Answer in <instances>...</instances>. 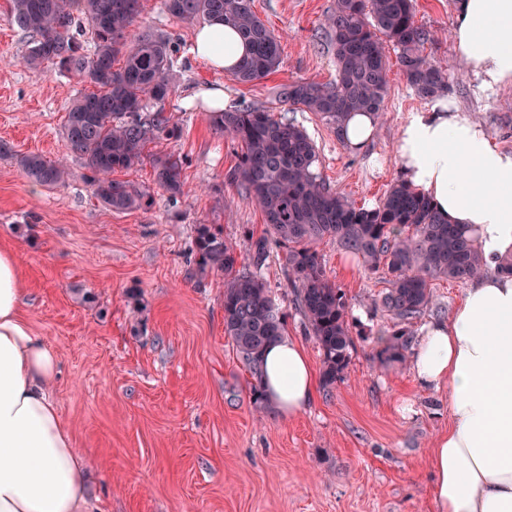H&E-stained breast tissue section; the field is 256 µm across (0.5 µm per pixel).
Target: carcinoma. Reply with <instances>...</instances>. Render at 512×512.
<instances>
[{
  "label": "carcinoma",
  "instance_id": "obj_1",
  "mask_svg": "<svg viewBox=\"0 0 512 512\" xmlns=\"http://www.w3.org/2000/svg\"><path fill=\"white\" fill-rule=\"evenodd\" d=\"M11 18L31 37L28 64L45 62L89 79L93 91L76 97L66 113V149L83 159L95 195L110 209L150 206L149 196L114 174L143 162L147 146L179 135L178 126L157 112L143 116L145 101H163L173 88L180 47L161 31L132 32L141 0H11ZM180 20L220 19L249 46L232 77L252 84L281 65V44L253 9V0H164ZM89 28L70 32L73 15ZM336 62L330 83L293 80L280 85L278 103L320 118L344 141L353 113L381 114L391 71L386 47L398 51L399 70L416 95L434 101L451 90L448 69L424 55L430 34L415 20V0H336L328 18ZM120 67H115L117 58ZM210 124L240 145L231 174L267 225L251 242L252 260L238 266L235 250L206 224L197 226L198 264L224 274V334L252 378L256 400L268 345L285 333V313L263 277L272 245L286 249L283 268L303 316L305 330L322 356L325 387L341 379L354 347L346 295L329 278L316 245L326 239L385 271L381 302L393 324L380 337L376 357L403 360L414 341L410 329L434 298L436 279L465 283L485 271L473 226L441 218L432 202L405 182L393 185L380 204L358 207L333 190L319 172L314 141L275 107L214 112ZM155 181L170 196L183 193L185 159H152ZM20 166L32 182L55 187L70 171L59 160L30 153Z\"/></svg>",
  "mask_w": 512,
  "mask_h": 512
}]
</instances>
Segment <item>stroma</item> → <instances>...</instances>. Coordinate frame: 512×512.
Returning <instances> with one entry per match:
<instances>
[{"instance_id":"stroma-1","label":"stroma","mask_w":512,"mask_h":512,"mask_svg":"<svg viewBox=\"0 0 512 512\" xmlns=\"http://www.w3.org/2000/svg\"><path fill=\"white\" fill-rule=\"evenodd\" d=\"M455 5L416 0V21L432 34L424 52L447 65L449 101L512 150V88L482 91L456 60ZM334 6L254 0L281 43V66L243 85L191 53L198 22L173 18L163 0H142L141 25L180 46L172 94L147 103L180 133L147 151L185 158V193L170 198L146 160L122 178L146 190L151 206L118 212L95 196L82 159L65 148V115L90 84L28 65L29 36L13 23L9 0H0V141L13 148L0 157V248L16 252L22 311L58 352L53 396L91 474L92 512H435L428 456L450 423L448 389L419 388L408 362L373 359L379 330L391 325L375 304L386 288L383 272L367 270L335 241L318 244L328 276L346 294L355 348L342 380L284 417L271 404L256 406L251 376L224 334V276L195 260L197 225L220 232L242 265L251 259V238L266 229L259 208L227 182L240 149L210 127L196 92L219 86L225 108L265 107L281 84L334 80L327 25ZM426 106L392 69L379 132L361 151L311 113H281L307 129L331 188L373 207L401 178L402 123ZM28 153L66 159L69 180L32 184L18 164ZM281 255L272 248L264 277L287 315L286 334L317 369L321 354L294 305ZM407 400L416 409L410 418L400 413Z\"/></svg>"}]
</instances>
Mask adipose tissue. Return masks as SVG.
Returning <instances> with one entry per match:
<instances>
[{
    "label": "adipose tissue",
    "mask_w": 512,
    "mask_h": 512,
    "mask_svg": "<svg viewBox=\"0 0 512 512\" xmlns=\"http://www.w3.org/2000/svg\"><path fill=\"white\" fill-rule=\"evenodd\" d=\"M457 59L483 87L512 86V0H458ZM193 54L231 73L246 48L219 21L197 31ZM407 185L454 224H473L487 271L448 320L429 324L410 358L425 389L447 386L451 425L430 456L436 512H512V151L470 112L433 105L411 113L396 144ZM20 268L0 248V512H89L87 472L52 396L56 350L20 313ZM263 396L293 416L318 381L304 348L278 337L264 355Z\"/></svg>",
    "instance_id": "adipose-tissue-1"
}]
</instances>
